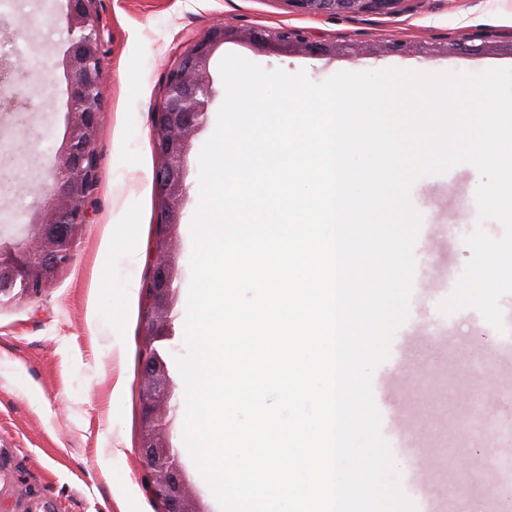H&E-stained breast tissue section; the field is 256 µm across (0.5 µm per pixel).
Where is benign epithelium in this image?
<instances>
[{"label": "benign epithelium", "mask_w": 512, "mask_h": 512, "mask_svg": "<svg viewBox=\"0 0 512 512\" xmlns=\"http://www.w3.org/2000/svg\"><path fill=\"white\" fill-rule=\"evenodd\" d=\"M310 16L392 14L401 0H290ZM96 0H68L65 13L70 35L62 58L67 76V124L62 146L50 170L41 211L17 245L18 256L0 257V304L31 300L53 283L58 269L68 264L72 251L89 220V208L99 182L96 151L100 88L103 78L100 46L103 27ZM228 38L269 46L281 53L327 56L341 53L350 59L371 54L432 58L438 55L469 56L492 49L464 40L416 43L390 39L375 43L350 41L324 43L296 28L241 30L232 25L215 28L190 44L170 70L163 96L152 120V145L159 157L154 173V204L159 217L150 272L143 287V333L137 377L140 402V457L145 472L144 488L161 512H204L188 494V480L170 443L172 418L169 402L173 382L165 355L152 347L174 336V307L178 273L171 257L182 201L186 195L187 158L192 141L206 123L214 91L210 60ZM28 62L0 60V123L24 114L25 93L19 84L27 75Z\"/></svg>", "instance_id": "obj_1"}]
</instances>
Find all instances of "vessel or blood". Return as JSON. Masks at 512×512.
<instances>
[{"label": "vessel or blood", "mask_w": 512, "mask_h": 512, "mask_svg": "<svg viewBox=\"0 0 512 512\" xmlns=\"http://www.w3.org/2000/svg\"><path fill=\"white\" fill-rule=\"evenodd\" d=\"M441 351L448 354L447 364L435 360ZM479 357L487 363L481 373L483 395L480 399L474 400L461 393L436 404L422 405L414 413L402 409L388 412L399 452L419 459L411 470L409 487L420 496L426 512H468V488L498 482L497 461L512 454L511 441L489 435L483 439L477 455L458 457L453 450L469 444L471 432L467 413L495 411L512 403V356L449 337H429L424 326L414 323L405 332L399 361L384 377L386 388L404 395L415 392L426 374L447 369L459 375ZM452 412L457 415L455 434L445 444L437 428ZM443 466L457 479L449 490L439 487L435 481L436 470Z\"/></svg>", "instance_id": "vessel-or-blood-1"}]
</instances>
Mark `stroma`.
Returning a JSON list of instances; mask_svg holds the SVG:
<instances>
[{"label":"stroma","instance_id":"35a3bbf8","mask_svg":"<svg viewBox=\"0 0 512 512\" xmlns=\"http://www.w3.org/2000/svg\"><path fill=\"white\" fill-rule=\"evenodd\" d=\"M96 6L104 29V80L99 184L89 222L70 263L37 300L0 305V448L11 456L8 471L0 476V499L17 506L36 495L53 500L58 512H161L144 489L138 448L143 322L138 289L148 277L156 238L152 116L170 68L187 46L226 23L297 28L315 40L339 44L391 36L442 43L506 40L512 38V0H402L389 15L336 17L300 14L288 0H96ZM61 9V0H25L9 22L24 32L14 43L16 55L28 59L38 76L23 123L0 126V213L16 215L0 222L2 248L13 246L37 214L41 187L64 138L67 81L60 60L68 34ZM229 53L268 71L306 72L316 83L340 71L390 67L433 72L512 68V55L500 51L352 60L340 54L286 55L226 40L211 59L216 96L188 156L178 228L175 335L163 344L171 359L184 351L198 159L225 98L219 64ZM479 183L477 170L462 164L419 179L411 202L423 224L479 222L490 231L494 221H480L478 215ZM131 281L138 286L133 293L127 288ZM170 374L171 444L187 474L191 497L205 512H220L183 441L182 375L175 366Z\"/></svg>","mask_w":512,"mask_h":512}]
</instances>
